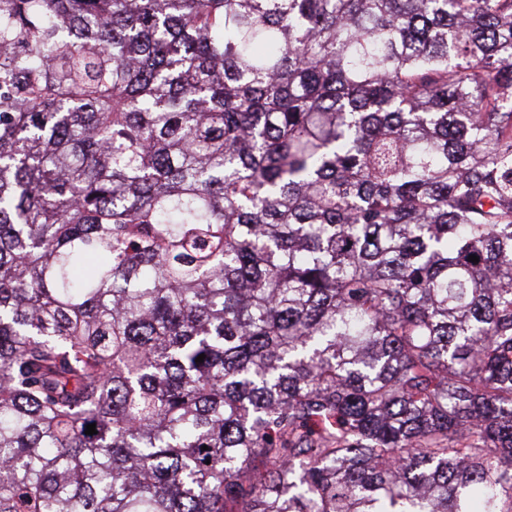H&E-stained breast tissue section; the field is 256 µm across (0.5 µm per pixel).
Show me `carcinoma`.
I'll return each mask as SVG.
<instances>
[{
    "mask_svg": "<svg viewBox=\"0 0 512 512\" xmlns=\"http://www.w3.org/2000/svg\"><path fill=\"white\" fill-rule=\"evenodd\" d=\"M0 512H512V0H0Z\"/></svg>",
    "mask_w": 512,
    "mask_h": 512,
    "instance_id": "carcinoma-1",
    "label": "carcinoma"
}]
</instances>
